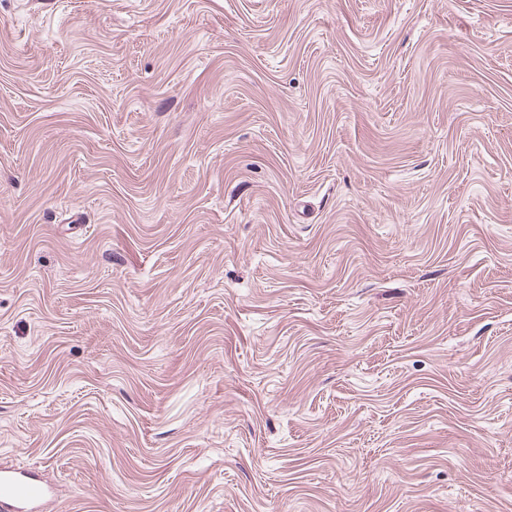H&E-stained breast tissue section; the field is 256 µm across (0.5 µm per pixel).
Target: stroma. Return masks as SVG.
I'll return each instance as SVG.
<instances>
[{"mask_svg":"<svg viewBox=\"0 0 512 512\" xmlns=\"http://www.w3.org/2000/svg\"><path fill=\"white\" fill-rule=\"evenodd\" d=\"M6 461L512 512V0H0Z\"/></svg>","mask_w":512,"mask_h":512,"instance_id":"1","label":"stroma"}]
</instances>
